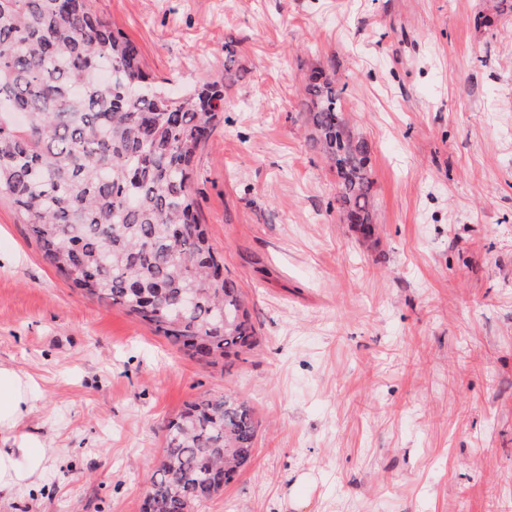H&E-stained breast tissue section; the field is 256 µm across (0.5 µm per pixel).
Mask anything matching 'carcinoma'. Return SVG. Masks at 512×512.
Here are the masks:
<instances>
[{
    "label": "carcinoma",
    "instance_id": "cac0c4a2",
    "mask_svg": "<svg viewBox=\"0 0 512 512\" xmlns=\"http://www.w3.org/2000/svg\"><path fill=\"white\" fill-rule=\"evenodd\" d=\"M238 78L230 59L224 84L176 97L91 0H0V194L73 287L208 363L257 342L192 187L197 154L224 112V86ZM342 94L313 68L298 116L310 149L336 173L338 210L369 236L370 146L348 124ZM256 431L243 398L187 404L166 426L142 512H192L194 491L218 478L213 469L228 484L251 461Z\"/></svg>",
    "mask_w": 512,
    "mask_h": 512
}]
</instances>
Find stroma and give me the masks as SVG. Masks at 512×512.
I'll use <instances>...</instances> for the list:
<instances>
[{"label": "stroma", "instance_id": "1", "mask_svg": "<svg viewBox=\"0 0 512 512\" xmlns=\"http://www.w3.org/2000/svg\"><path fill=\"white\" fill-rule=\"evenodd\" d=\"M182 92L224 78L194 192L257 344L178 352L44 262L0 196V364L37 383L47 465L0 512H141L164 427L235 394L252 462L196 512H512V13L487 0H92ZM343 85L377 232L336 207L297 104Z\"/></svg>", "mask_w": 512, "mask_h": 512}]
</instances>
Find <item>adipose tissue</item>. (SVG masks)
I'll use <instances>...</instances> for the list:
<instances>
[{
	"label": "adipose tissue",
	"instance_id": "ef3b65f1",
	"mask_svg": "<svg viewBox=\"0 0 512 512\" xmlns=\"http://www.w3.org/2000/svg\"><path fill=\"white\" fill-rule=\"evenodd\" d=\"M35 389L31 377L0 366V496L29 487L45 469L41 437L22 429Z\"/></svg>",
	"mask_w": 512,
	"mask_h": 512
}]
</instances>
